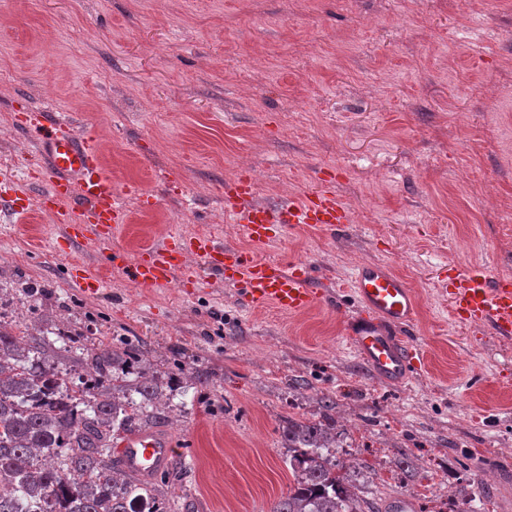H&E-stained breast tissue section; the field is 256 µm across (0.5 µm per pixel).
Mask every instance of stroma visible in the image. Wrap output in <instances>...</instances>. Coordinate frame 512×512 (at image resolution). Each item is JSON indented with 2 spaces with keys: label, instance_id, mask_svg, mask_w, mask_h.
Here are the masks:
<instances>
[{
  "label": "stroma",
  "instance_id": "1",
  "mask_svg": "<svg viewBox=\"0 0 512 512\" xmlns=\"http://www.w3.org/2000/svg\"><path fill=\"white\" fill-rule=\"evenodd\" d=\"M44 110L96 136L119 188L149 193L124 201L114 246L128 258L177 227L301 260L339 292L288 314L242 306L206 272L188 295L112 270L86 294L67 268L95 271L93 242L54 254L50 216L0 214L1 271L99 319L97 341L138 337L158 374L175 357L209 372L156 427L188 465L172 490L190 512H271L291 479L282 424L318 417L325 396L339 458L374 472L381 499L459 512L462 493L485 490L488 512H512V340L457 321L441 286L452 263L512 279V0H0V171L34 196L39 157L19 121ZM246 171L261 202L333 174L351 222L252 241L224 211ZM364 262L418 300L423 360L400 385L346 341Z\"/></svg>",
  "mask_w": 512,
  "mask_h": 512
}]
</instances>
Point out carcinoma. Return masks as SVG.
I'll return each instance as SVG.
<instances>
[{"mask_svg":"<svg viewBox=\"0 0 512 512\" xmlns=\"http://www.w3.org/2000/svg\"><path fill=\"white\" fill-rule=\"evenodd\" d=\"M24 296L27 310L47 312L46 324L0 320V512H31L32 503L56 512H176L165 487L118 468L112 449L123 436L171 422L164 382L129 337L108 345L89 342L73 356L72 340L53 318L61 307L45 303V287L29 282L8 286L0 295ZM93 387H71L73 376ZM318 419L284 420L282 438L292 481L271 512H381L356 492L360 464L331 463L326 453L339 447L334 402L321 400Z\"/></svg>","mask_w":512,"mask_h":512,"instance_id":"obj_1","label":"carcinoma"}]
</instances>
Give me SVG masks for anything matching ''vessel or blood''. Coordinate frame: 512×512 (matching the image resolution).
<instances>
[{
    "instance_id": "vessel-or-blood-1",
    "label": "vessel or blood",
    "mask_w": 512,
    "mask_h": 512,
    "mask_svg": "<svg viewBox=\"0 0 512 512\" xmlns=\"http://www.w3.org/2000/svg\"><path fill=\"white\" fill-rule=\"evenodd\" d=\"M25 127L38 137L45 190L34 201L11 178L1 179L0 206L19 219L36 206L63 225V238L49 242L50 251L93 241L104 269H121L130 282L145 288L165 287L177 278L186 284L195 282V267L200 264L225 284L239 288L243 301L252 307L270 304L300 313L333 302L320 276L302 261L257 259L212 238L179 231L143 250L135 261H125L112 248L124 221L123 198L102 169L95 141L71 131L52 112L29 116ZM255 191V181L246 173L224 193L225 211L236 215L244 235L255 242L269 241L274 227L290 231L310 226L332 233L350 221V212L330 180L300 198L278 203L256 202ZM68 272L72 287L100 292L109 286L106 277H89L77 266H70ZM448 282L456 319L487 326L498 338L512 339V281L493 277L480 267L453 264ZM353 288L361 312L346 325L351 349L377 379L403 382L420 363L418 349L406 336L418 314L414 292L404 278L376 262L356 268ZM174 456V448L145 432L130 436L116 451L123 469L143 479L163 471Z\"/></svg>"
}]
</instances>
